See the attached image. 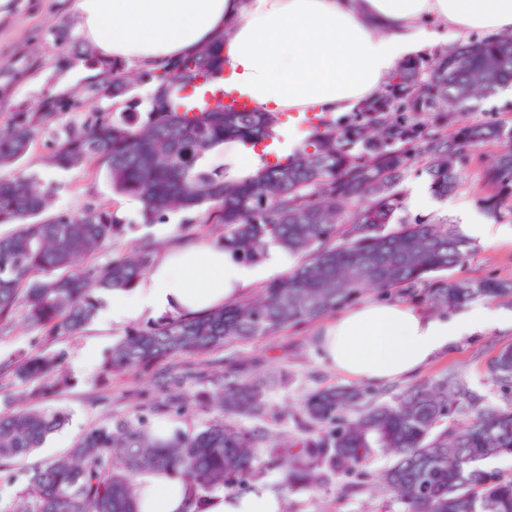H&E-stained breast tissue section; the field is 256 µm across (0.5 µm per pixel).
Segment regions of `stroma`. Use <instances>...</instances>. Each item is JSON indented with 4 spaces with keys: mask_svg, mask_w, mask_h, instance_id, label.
<instances>
[{
    "mask_svg": "<svg viewBox=\"0 0 512 512\" xmlns=\"http://www.w3.org/2000/svg\"><path fill=\"white\" fill-rule=\"evenodd\" d=\"M11 5L8 16L0 19V128L8 124L12 112L35 110L46 92L63 90L70 94L85 90L88 84L87 79L79 76L76 66L61 70L56 67L59 58L83 48L79 36H72L64 45L54 41L52 36L53 28L58 25L74 28L73 0H11ZM51 139V133L46 132L33 142L24 168L52 190L56 210L77 215L91 203L109 201L124 224L126 240L159 242L168 248L187 243L182 227L189 222V214L178 212L168 215L165 222L146 224L139 207L113 196L105 170L91 167L49 170L44 158L51 151ZM460 173L463 187L459 193L439 200L433 210L406 206L403 217L410 221L429 219L454 224L458 221L456 210L459 207L480 212L482 164L477 158L464 157ZM452 276L512 280V249L476 244L474 252L453 270ZM316 329L313 323L299 325L251 341L227 344L205 355L179 356L157 366L113 376L107 387L97 389L92 380L98 365L84 362L82 350L91 343L97 354H104L121 338V331H105L92 323L79 336L50 342L23 325H16L11 333L0 336V357L21 349L62 350L74 380L70 388L42 401L43 408L65 410L69 415L68 424L26 458L0 466V499L10 500L26 484L34 468L44 460L64 455L85 429L108 417L117 420L134 416L141 406L160 401L157 380L163 375L177 378L183 392L197 394L210 389L208 375L215 369L223 370L229 378L237 376L243 368L283 373L285 383L267 394L271 415L263 420L241 417L237 423L243 429L266 436L298 435L295 415L302 398L312 390L341 382L319 359L315 347ZM509 343H512L511 328L463 337L453 350L415 375L414 380L418 383L431 381L453 369L463 373L489 397H496L497 390L484 378L482 367L489 355ZM390 462L386 454L375 453L361 475L345 483H326L314 491L286 489L282 470L273 463L268 464L264 480L280 491L285 512H402L401 504L370 488L371 481Z\"/></svg>",
    "mask_w": 512,
    "mask_h": 512,
    "instance_id": "obj_1",
    "label": "stroma"
}]
</instances>
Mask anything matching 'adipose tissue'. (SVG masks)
<instances>
[{"label": "adipose tissue", "mask_w": 512, "mask_h": 512, "mask_svg": "<svg viewBox=\"0 0 512 512\" xmlns=\"http://www.w3.org/2000/svg\"><path fill=\"white\" fill-rule=\"evenodd\" d=\"M75 24L96 57L154 71L220 41L226 87L260 111L299 121L306 113L333 120L374 96L399 62L480 31L512 36V0H75ZM308 129L277 134L273 146H224L230 177L255 176L270 154L302 148ZM296 261L269 246L256 264L222 245L200 242L158 257L128 291L113 293L104 326L137 319L195 317L236 302ZM512 326L508 316L476 303L441 317L397 300L368 299L319 329L320 360L346 381L373 386L409 379L464 336ZM137 512H185L190 490L182 473L138 478ZM206 512H284L263 482L243 494L213 492Z\"/></svg>", "instance_id": "obj_1"}]
</instances>
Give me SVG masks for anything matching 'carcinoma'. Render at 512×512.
Listing matches in <instances>:
<instances>
[{"mask_svg":"<svg viewBox=\"0 0 512 512\" xmlns=\"http://www.w3.org/2000/svg\"><path fill=\"white\" fill-rule=\"evenodd\" d=\"M217 43L139 80L168 88L165 103L146 111L130 95L128 68L112 62L104 88L124 98L120 111L97 106L54 133L52 167L106 170L112 193L141 205L146 224L171 213L200 212L197 224L220 229L224 249L247 262L279 245L306 260L270 282L256 298L198 317L170 316L132 326L99 364L98 382L181 355H205L224 345L310 323L367 292L405 295L426 309L451 311L478 299L512 302V281L455 280L444 273L465 262L472 243L453 224L409 223L401 217L406 171L419 166L436 198L461 186L466 150L490 142L501 149L484 160L480 202L495 217L512 215V127L455 120L470 103L512 83V37L487 36L452 50L400 62L378 97L359 104L343 123L315 129L304 147L254 177L228 180L206 157L226 142L272 136L267 112H227L216 101L190 112L183 100L199 77H218ZM82 105L80 95L46 94L37 110L12 113L0 130V168L18 167L53 120ZM0 335L17 321L47 338L78 335L95 317L100 294L128 290L154 263L150 242H121L123 225L111 205L91 204L79 216L52 208L51 194L22 171L0 179ZM105 255L97 263L94 258ZM64 353L20 350L0 359V375L22 387L0 413V464L30 454L62 428L68 415L39 402L69 388ZM499 390L491 400L463 375L405 387L385 399L359 386L309 392L299 408L302 433L269 442L271 461L291 487H318L359 473L375 452L393 458L380 489L404 512H512V475L490 469L512 458V344L484 365ZM285 382L266 375L219 381L202 407L210 421L167 437L136 417L87 429L67 453L38 467L0 512H137L138 476L178 469L194 493L192 512L208 494L262 474L263 437L231 418L265 417L268 391ZM152 412L183 408L180 386L162 378Z\"/></svg>","mask_w":512,"mask_h":512,"instance_id":"obj_1","label":"carcinoma"}]
</instances>
